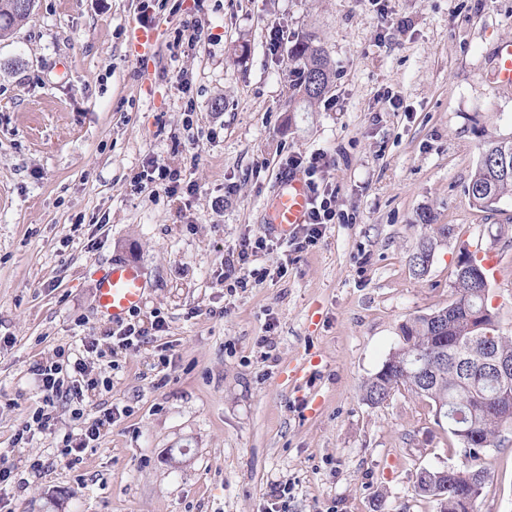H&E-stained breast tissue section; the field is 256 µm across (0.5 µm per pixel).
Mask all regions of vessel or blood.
<instances>
[{
  "mask_svg": "<svg viewBox=\"0 0 512 512\" xmlns=\"http://www.w3.org/2000/svg\"><path fill=\"white\" fill-rule=\"evenodd\" d=\"M494 75L499 87L512 88V42L500 44L494 55ZM311 194L305 175L284 176L275 192L274 214L267 229L280 239H288L298 224L304 223ZM147 281L142 267L131 261L115 260L95 284L96 304L112 322L124 321L138 310L145 298Z\"/></svg>",
  "mask_w": 512,
  "mask_h": 512,
  "instance_id": "1",
  "label": "vessel or blood"
}]
</instances>
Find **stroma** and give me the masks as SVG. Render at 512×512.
<instances>
[{
  "mask_svg": "<svg viewBox=\"0 0 512 512\" xmlns=\"http://www.w3.org/2000/svg\"><path fill=\"white\" fill-rule=\"evenodd\" d=\"M138 23L158 58L136 56ZM301 32L336 73L315 103L294 88ZM505 40L512 0H36L0 40V453L15 464L0 512H264L283 483L286 512H439L415 481L461 465L446 420L407 388L379 405L362 388L401 323L452 301L461 252L484 257L512 336V197L482 210L465 192L488 144L512 137ZM318 152L350 223L258 254L262 283L220 280L269 223L288 157ZM153 164L194 191H134ZM424 210L451 232L420 276ZM115 259L144 268L140 317L166 326L112 356L95 284ZM90 337L105 355L83 420L128 414L66 467L73 404L15 435L41 401L33 365ZM483 464L477 512H512V432ZM494 75L501 88H512V42L500 44L494 55Z\"/></svg>",
  "mask_w": 512,
  "mask_h": 512,
  "instance_id": "35a3bbf8",
  "label": "stroma"
}]
</instances>
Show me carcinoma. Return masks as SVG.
<instances>
[{"label": "carcinoma", "mask_w": 512, "mask_h": 512, "mask_svg": "<svg viewBox=\"0 0 512 512\" xmlns=\"http://www.w3.org/2000/svg\"><path fill=\"white\" fill-rule=\"evenodd\" d=\"M35 0H0V40L10 37L30 19ZM291 59L300 72L304 97L312 102L329 90L334 71L324 47L312 34L296 39ZM471 203L491 209L512 196V138L486 149L466 187ZM467 273L454 275V299L448 306L417 315L400 325V342L385 359L387 370L375 372L363 386V400L378 405L403 386L429 399L435 413L457 410L463 415L465 436H455L464 462L445 471L421 470L418 493L448 503L441 512H476V503L488 474L481 465L484 453L498 446L506 427L500 405L512 402V378L486 371V341L474 335L471 313L486 304L482 294L485 269L477 260ZM492 348L512 359V336L498 333L494 317L487 318Z\"/></svg>", "instance_id": "obj_1"}]
</instances>
